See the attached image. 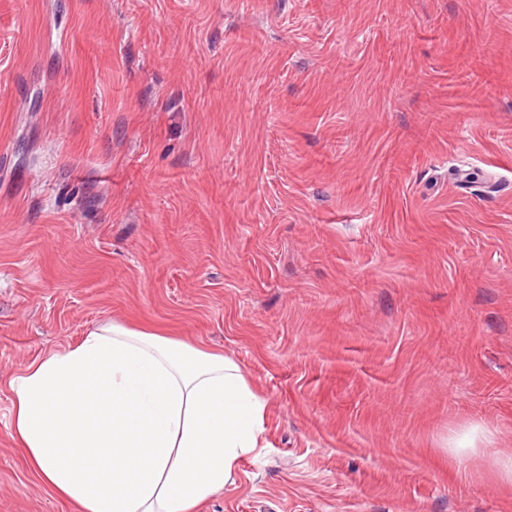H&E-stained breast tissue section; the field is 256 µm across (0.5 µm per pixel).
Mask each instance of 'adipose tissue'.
I'll return each mask as SVG.
<instances>
[{
    "label": "adipose tissue",
    "mask_w": 512,
    "mask_h": 512,
    "mask_svg": "<svg viewBox=\"0 0 512 512\" xmlns=\"http://www.w3.org/2000/svg\"><path fill=\"white\" fill-rule=\"evenodd\" d=\"M10 433L77 512H194L259 445L264 402L238 365L106 325L10 382Z\"/></svg>",
    "instance_id": "ef3b65f1"
}]
</instances>
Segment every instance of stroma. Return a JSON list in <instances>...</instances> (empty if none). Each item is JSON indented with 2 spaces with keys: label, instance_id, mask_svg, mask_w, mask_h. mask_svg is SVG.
Instances as JSON below:
<instances>
[{
  "label": "stroma",
  "instance_id": "obj_1",
  "mask_svg": "<svg viewBox=\"0 0 512 512\" xmlns=\"http://www.w3.org/2000/svg\"><path fill=\"white\" fill-rule=\"evenodd\" d=\"M107 324L265 403L196 512H512V0H0V512Z\"/></svg>",
  "mask_w": 512,
  "mask_h": 512
}]
</instances>
